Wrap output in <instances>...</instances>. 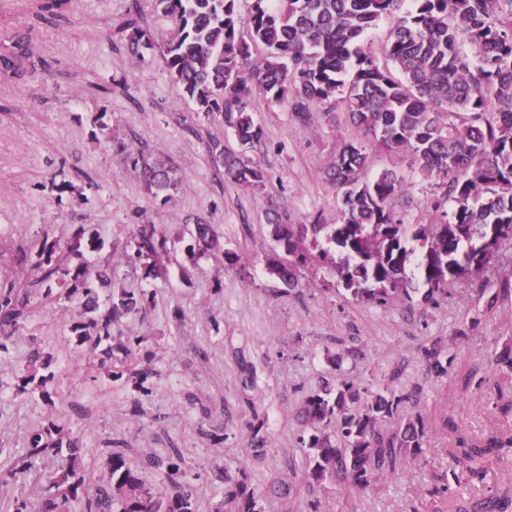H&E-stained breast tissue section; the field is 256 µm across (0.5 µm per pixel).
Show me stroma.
Here are the masks:
<instances>
[{
  "label": "stroma",
  "mask_w": 512,
  "mask_h": 512,
  "mask_svg": "<svg viewBox=\"0 0 512 512\" xmlns=\"http://www.w3.org/2000/svg\"><path fill=\"white\" fill-rule=\"evenodd\" d=\"M134 2L155 44L141 60L117 39ZM38 3L15 0L0 9V40L30 34L37 57L22 75L0 74V275L13 266L19 247L46 233L69 243L82 224L132 253L137 225L173 233L200 217L213 224L221 252L196 253L185 279L146 280L137 264L113 271L116 287L154 297L146 311L121 323L129 335L144 337V348L153 355L146 396L110 382L88 350L69 344L63 328L72 311L64 303L35 302L0 354L7 370L0 378V447L6 450L0 467L9 466L11 454L25 448L30 434L52 417L80 437L89 484L104 475L110 443L134 451L148 443L160 453L174 446L191 465L188 481L198 492L200 512H214L222 499L216 473L248 457L246 425L252 417L264 420L272 448L252 464V476L264 481L301 469L294 411L317 386L336 339L355 336L365 357L354 367V378L394 372L397 387L418 393L424 448L403 475L379 480L367 493L341 486L323 495L320 512H454L459 497L512 500V454L484 456V483L448 480L460 440L482 445L492 436L512 437V413L500 409L512 402V375L494 373L491 366L499 352L512 347V298L487 308L463 279L447 302L427 312L397 307L383 314L324 293L320 282L328 278L326 270H301L302 285L288 296L264 273L276 254L267 235L270 211L288 224L316 217L335 223L336 192L322 170L349 127L328 125L319 104L312 105L309 124L300 126L286 104L268 102L253 88L264 134L247 155L264 169L267 183L261 191L230 183L212 166L208 142L214 137L231 149L238 143L222 122L198 116L170 79L159 48L172 23L153 0H71L55 28L37 23ZM113 79L120 88L111 98H100L95 84ZM101 111L109 125L104 132L92 124ZM116 140L161 147L184 178L181 191L165 205L146 194L113 154ZM373 165L402 171L416 199L407 218L427 221L424 201L434 187L415 178L409 157L377 151ZM97 174L104 178L98 191L54 205V184L66 179L83 188L86 176ZM227 251L248 258V266H228ZM247 276L253 287H244ZM177 308L183 321L173 315ZM468 321L469 338L455 346L448 373H428L421 346L448 339ZM36 351L51 356L64 392L51 406L39 395L15 392V374ZM242 356L255 373L248 390L241 384ZM223 432L229 435L225 445H213L210 434Z\"/></svg>",
  "instance_id": "obj_1"
}]
</instances>
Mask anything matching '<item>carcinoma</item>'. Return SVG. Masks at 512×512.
Returning <instances> with one entry per match:
<instances>
[{"mask_svg": "<svg viewBox=\"0 0 512 512\" xmlns=\"http://www.w3.org/2000/svg\"><path fill=\"white\" fill-rule=\"evenodd\" d=\"M68 3L44 0L38 18L54 25ZM238 3L155 0L177 27L162 49L166 70L197 111L224 123L242 148H251L263 137L252 108L255 83L270 101L288 102L301 125L314 103L325 106L328 123L336 124L339 104L355 131L341 139L323 168L336 189V223L272 220L269 237L285 258L267 262L266 274L291 293L300 285L298 266L326 263L346 301L383 312L395 306L425 311L447 301L463 276L484 275L512 243V0H252L245 17ZM130 14L123 47L142 58L153 48L152 35L138 20V3ZM383 17L393 20L384 49L388 66L361 48L368 29ZM259 45L266 54L257 59ZM30 58L29 36L19 34L3 46L0 69L18 75ZM376 146L407 154L414 172L434 181L429 222L406 220L411 196L404 176L390 167L369 174ZM112 150L161 203L182 187L178 169L153 153L118 140ZM209 156L224 179L252 189L266 186L262 167L221 140L210 141ZM192 225L193 236H176L190 260L196 250L217 246L213 225L199 217ZM73 240L69 255L56 241L22 250L0 280V352L34 299L57 296L76 308L66 324L69 341L108 366L111 381L144 393L148 371L128 366L143 338L124 335L119 323L145 308L146 294L112 287L115 252L101 254L105 242L95 228L80 226ZM168 241L165 230L140 225L137 257L152 260L144 279L168 270ZM478 285L479 298L491 307L512 295V270ZM467 335L465 326L446 346L440 340L421 346L427 370L447 373L454 346ZM350 357L362 359L364 353L343 348L327 356L328 370L296 409L303 478L320 494L338 483L365 492L376 480L403 473L424 444L423 417L408 410L417 396L396 388L398 372L360 383L343 368ZM50 366V357L34 353L17 376V394L33 388L54 405L61 391ZM388 418L399 425L385 433L379 424ZM262 428L250 426L254 460L270 452ZM498 448H512V439L466 448L457 461L470 478L482 481L481 457ZM141 457L138 463L123 443H112L106 472L92 493L79 437L50 419L0 469V487L16 489L9 512H198L197 491L184 480L190 465L179 449L160 456L146 448ZM46 460L56 462L55 472L45 484H30L28 475ZM144 466L156 472L155 482L145 481ZM295 476L256 483L246 460L233 473L223 470L224 512H264L263 502L275 499L288 503Z\"/></svg>", "mask_w": 512, "mask_h": 512, "instance_id": "obj_1", "label": "carcinoma"}]
</instances>
